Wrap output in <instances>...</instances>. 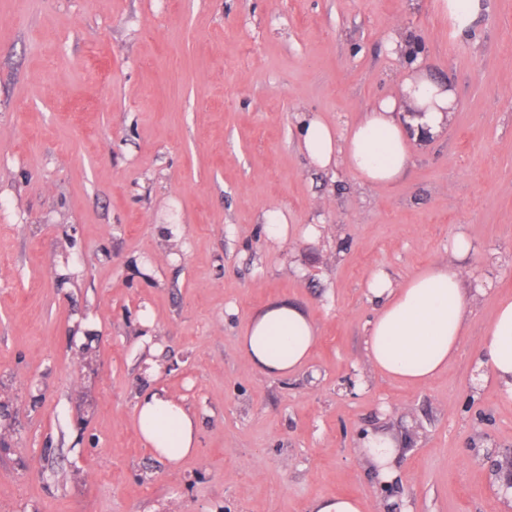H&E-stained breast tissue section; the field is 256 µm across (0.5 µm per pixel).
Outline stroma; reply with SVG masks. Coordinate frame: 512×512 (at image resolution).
Listing matches in <instances>:
<instances>
[{"label": "stroma", "mask_w": 512, "mask_h": 512, "mask_svg": "<svg viewBox=\"0 0 512 512\" xmlns=\"http://www.w3.org/2000/svg\"><path fill=\"white\" fill-rule=\"evenodd\" d=\"M440 4L0 0V512H311L336 495L512 512L491 465L512 401L478 364L512 298V0H483L464 32ZM395 34L455 112L407 130L393 183L311 166L295 112L342 129L394 93ZM271 209L289 237H268ZM453 261L468 294L446 369L413 385L371 368L370 274ZM279 302L318 329L286 377L239 347ZM150 388L199 417L180 464L136 427ZM369 431L404 440L396 481L363 457Z\"/></svg>", "instance_id": "1"}]
</instances>
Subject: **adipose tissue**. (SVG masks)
I'll return each mask as SVG.
<instances>
[{
	"label": "adipose tissue",
	"instance_id": "obj_1",
	"mask_svg": "<svg viewBox=\"0 0 512 512\" xmlns=\"http://www.w3.org/2000/svg\"><path fill=\"white\" fill-rule=\"evenodd\" d=\"M412 69L395 94L377 101L347 129L297 113L299 145L310 162L322 170L344 165L369 185L397 180L409 161L407 126L434 134L456 108L452 88L433 80L420 63H413ZM368 293L379 304L368 331L369 362L388 376L414 384L435 377L456 353L464 331L466 290L461 270L433 265L398 284L378 271L369 278ZM316 336L317 327L306 314L280 304L248 322L239 346L261 372L287 376L305 364ZM479 364L512 399V301L499 305ZM136 413L138 431L159 460L174 465L195 453L199 419L180 401L149 391L138 396ZM362 452L381 480H397L395 462L402 452L398 439L367 434Z\"/></svg>",
	"mask_w": 512,
	"mask_h": 512
}]
</instances>
